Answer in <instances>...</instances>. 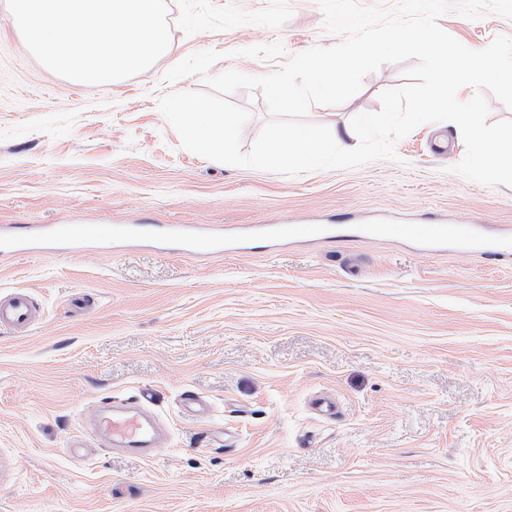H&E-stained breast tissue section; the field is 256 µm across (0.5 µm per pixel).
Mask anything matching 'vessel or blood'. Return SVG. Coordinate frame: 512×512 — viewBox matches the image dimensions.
<instances>
[{
  "label": "vessel or blood",
  "instance_id": "b4317fda",
  "mask_svg": "<svg viewBox=\"0 0 512 512\" xmlns=\"http://www.w3.org/2000/svg\"><path fill=\"white\" fill-rule=\"evenodd\" d=\"M340 236L367 238L383 236L413 243L425 250L455 249L477 252L492 259L512 256V235H489L483 224H252L238 237L225 238L220 227L199 224H43L25 233L0 234V252L23 256L35 250L56 248L82 251L115 243L148 242L167 252L190 257L223 253L247 246L250 240L324 242ZM38 317L28 291L17 289L0 294V328L26 332ZM88 429L100 436L105 447L147 457L150 449L162 447L167 439L166 424L144 405L126 403L112 408L97 407L86 421Z\"/></svg>",
  "mask_w": 512,
  "mask_h": 512
}]
</instances>
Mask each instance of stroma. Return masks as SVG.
Instances as JSON below:
<instances>
[{
  "label": "stroma",
  "instance_id": "35a3bbf8",
  "mask_svg": "<svg viewBox=\"0 0 512 512\" xmlns=\"http://www.w3.org/2000/svg\"><path fill=\"white\" fill-rule=\"evenodd\" d=\"M170 43L146 71L87 84L30 54L0 0V226L384 224L427 217L512 228V187L454 173L459 129L426 123L396 156L286 174L182 147L159 109L205 77L166 80L191 54L263 76L330 47L318 0H167ZM467 48L512 37L493 12L439 21ZM407 63L367 75L348 101L313 106L331 130L380 110ZM208 74V75H209ZM44 317L0 330V512H512V262L358 239L204 258L142 246L118 254L0 257V292ZM83 298L84 309L72 302ZM191 391L211 406L196 422ZM334 396L336 417L311 411ZM137 399L170 437L142 460L67 448L101 400Z\"/></svg>",
  "mask_w": 512,
  "mask_h": 512
}]
</instances>
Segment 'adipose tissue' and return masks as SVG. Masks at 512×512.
I'll list each match as a JSON object with an SVG mask.
<instances>
[{"instance_id": "ef3b65f1", "label": "adipose tissue", "mask_w": 512, "mask_h": 512, "mask_svg": "<svg viewBox=\"0 0 512 512\" xmlns=\"http://www.w3.org/2000/svg\"><path fill=\"white\" fill-rule=\"evenodd\" d=\"M351 129L336 132L326 138L313 128L301 131L281 130L275 146L258 155L255 164L259 169L273 168L286 163L318 166L331 160L346 159L350 153Z\"/></svg>"}]
</instances>
